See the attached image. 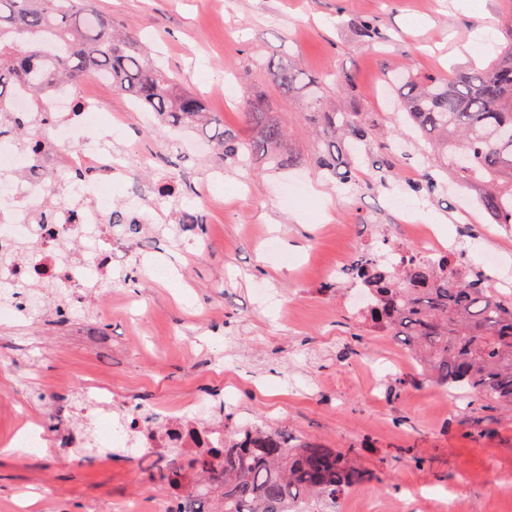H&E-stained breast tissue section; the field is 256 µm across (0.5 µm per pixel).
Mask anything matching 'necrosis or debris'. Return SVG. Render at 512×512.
<instances>
[{
	"mask_svg": "<svg viewBox=\"0 0 512 512\" xmlns=\"http://www.w3.org/2000/svg\"><path fill=\"white\" fill-rule=\"evenodd\" d=\"M48 104L52 119L45 122L35 97L14 87L9 116L33 137L21 143L12 133H0V321L18 323L35 315L40 302L28 292L34 282L54 288L76 323L89 290L111 281L113 271L130 261H138L154 280H174L172 268L153 257L146 234L138 235L136 247L126 246L124 233L111 222L112 190L122 188L124 208L135 223L157 224L165 217L166 201L203 198L224 175L222 167H215L209 182L202 183L189 171L159 167L152 181L134 179L109 146L122 130L102 112L98 98L80 86L62 85L51 89ZM212 410L200 400L178 415L130 400L119 421L95 419L89 438L102 444L105 460L118 448L133 449L140 460L170 449L220 448L223 426L198 430L193 425ZM50 438L57 447L56 464H70L81 443L70 424L59 422L52 432L41 418L17 414L15 444L38 449Z\"/></svg>",
	"mask_w": 512,
	"mask_h": 512,
	"instance_id": "obj_1",
	"label": "necrosis or debris"
}]
</instances>
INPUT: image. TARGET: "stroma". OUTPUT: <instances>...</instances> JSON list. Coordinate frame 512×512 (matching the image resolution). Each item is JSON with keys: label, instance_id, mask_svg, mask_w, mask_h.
Listing matches in <instances>:
<instances>
[{"label": "stroma", "instance_id": "stroma-1", "mask_svg": "<svg viewBox=\"0 0 512 512\" xmlns=\"http://www.w3.org/2000/svg\"><path fill=\"white\" fill-rule=\"evenodd\" d=\"M120 27L162 55L171 72L199 93L223 123L245 127L244 103L262 95L271 117L286 125L288 150L307 203L277 202L280 176L228 170L211 189L199 246L185 252L170 227L156 232L181 279L153 281L138 264L123 279L98 288L85 316L92 338L73 336L53 310L35 321L0 323V440L13 434L19 407L43 413L79 410V391L58 403L48 385L60 376L112 388V413L129 399L165 407L188 399L233 398L227 423H257L274 413L290 443L355 449L368 482L350 488L336 512H403L404 498H421L419 512H443L436 488L466 478L464 499L482 512H512V403L462 400L427 381L409 380L395 363L403 347L369 332L346 294H321L328 270L362 250L395 239L404 216L397 198L439 218L460 256L477 261L496 252L500 274H512V227L479 240L489 218L471 208L479 189L441 175L434 192H414L436 155L404 121L385 80L483 68L497 56L512 18V0H96ZM371 19L376 33L359 36ZM298 67L312 77L333 75L327 104L366 112L377 134L357 150L361 189L317 172L316 132L300 103L284 96L270 68ZM112 117L140 139L145 152L166 150L169 128L152 113L131 110L110 83L88 82ZM391 163L379 176L375 160ZM296 244L295 252L261 250L266 235ZM266 294H258L257 284ZM37 366L40 379L27 376ZM135 463L96 459L93 446L76 464L57 466L51 448L0 456V512H17L18 492L45 483L52 512H120L132 489Z\"/></svg>", "mask_w": 512, "mask_h": 512}]
</instances>
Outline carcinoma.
I'll return each mask as SVG.
<instances>
[{
	"label": "carcinoma",
	"mask_w": 512,
	"mask_h": 512,
	"mask_svg": "<svg viewBox=\"0 0 512 512\" xmlns=\"http://www.w3.org/2000/svg\"><path fill=\"white\" fill-rule=\"evenodd\" d=\"M272 76L285 95L304 96L305 116L319 133L318 171L356 181L358 168L336 173V141L365 142L373 121L360 112L329 108L321 94L327 78L298 68ZM105 77L112 87L174 129L204 131L223 164L260 173L284 172L295 158L287 129L268 118L269 106L246 103L250 132L217 124L203 99L181 85L132 33L115 28L93 0H0V114L16 83L42 96L57 82L76 85ZM405 115L442 150L441 171L482 186L478 203L495 224H512V18L507 39L485 68L405 77L395 86ZM400 265H384L361 251L352 273L375 306L361 313L372 332L411 340L414 366L455 396L512 402V294L460 264L448 251L431 262L402 247ZM151 484L178 492L175 512H326L348 489L370 479L354 455L319 443H288L274 428L224 430L219 456L173 453L146 471Z\"/></svg>",
	"instance_id": "obj_1"
}]
</instances>
